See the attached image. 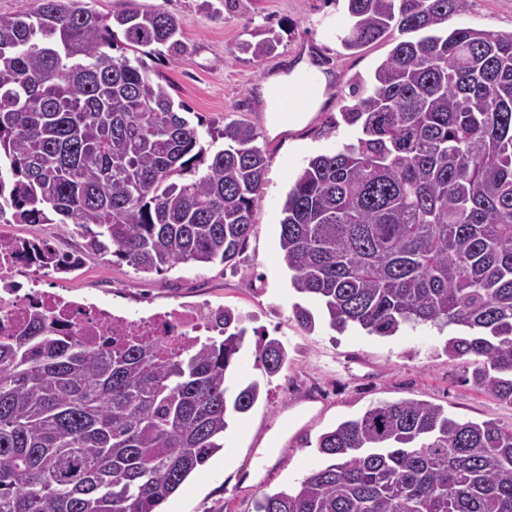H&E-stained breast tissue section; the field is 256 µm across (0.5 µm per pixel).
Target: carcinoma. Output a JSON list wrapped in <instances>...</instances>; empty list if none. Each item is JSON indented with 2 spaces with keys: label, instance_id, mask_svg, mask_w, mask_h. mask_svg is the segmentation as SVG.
I'll use <instances>...</instances> for the list:
<instances>
[{
  "label": "carcinoma",
  "instance_id": "carcinoma-1",
  "mask_svg": "<svg viewBox=\"0 0 512 512\" xmlns=\"http://www.w3.org/2000/svg\"><path fill=\"white\" fill-rule=\"evenodd\" d=\"M467 0H347L348 49L398 41L370 90L341 107L361 136L311 158L289 190L279 257L334 330L392 336L455 326L444 352L466 381L512 402V34L448 28ZM124 37L115 56V32ZM185 53L161 10L103 15L42 0L0 16V224H65L71 257L0 236L44 274L112 256L137 273L232 265L255 224L270 156L231 121L203 175L198 127L154 80L141 48ZM275 40L241 50L261 60ZM243 317L164 352L136 336L95 346L33 315L0 338V512H162L224 449L257 402L239 385ZM288 353L255 351L272 377ZM328 464L265 493L256 512H512V428L426 401L379 403L318 440Z\"/></svg>",
  "mask_w": 512,
  "mask_h": 512
}]
</instances>
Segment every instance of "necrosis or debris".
Listing matches in <instances>:
<instances>
[{"instance_id": "obj_1", "label": "necrosis or debris", "mask_w": 512, "mask_h": 512, "mask_svg": "<svg viewBox=\"0 0 512 512\" xmlns=\"http://www.w3.org/2000/svg\"><path fill=\"white\" fill-rule=\"evenodd\" d=\"M21 262L16 252L0 253V337L16 335L27 325L34 310L40 311L61 333L76 332L90 342L104 337L119 342L138 336L169 348L210 335L223 322L219 309L204 313L181 305L148 318H130L105 308L75 304L44 289L23 295L11 275Z\"/></svg>"}]
</instances>
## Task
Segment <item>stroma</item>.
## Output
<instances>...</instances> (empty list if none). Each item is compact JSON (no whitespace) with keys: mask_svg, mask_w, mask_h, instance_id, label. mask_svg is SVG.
<instances>
[{"mask_svg":"<svg viewBox=\"0 0 512 512\" xmlns=\"http://www.w3.org/2000/svg\"><path fill=\"white\" fill-rule=\"evenodd\" d=\"M103 14L125 9H161L180 25L187 52L175 64L147 56L151 76L174 87L191 122L202 131L207 151L216 146L210 128L239 120L254 124L258 144L272 155L265 176L256 224L236 265H179L157 274H140L112 257L91 258L75 270L48 275L67 300L106 308L133 318L147 317L180 303L202 310L225 306L244 316L248 330L235 379H261L254 365L255 345L279 339L288 352L283 370L263 381L251 410L231 421L224 448L212 456L165 506L166 512H255L261 494L296 485L322 466L319 436L339 423L361 416L380 402L424 400L457 418L489 420L512 428V403L465 381L464 368L443 348L453 328L404 325L392 336L358 328L337 332L321 321L319 302L296 293L291 274L278 260L282 207L287 194L316 155L353 143L358 127L340 121L354 83L370 89L376 68L393 47L391 40L346 49L340 37L349 24L346 0H84ZM452 25L512 34V0H468ZM276 37L275 50L263 60L241 51L246 42ZM317 64L331 82L321 107L301 126L273 130L260 103L271 76L292 72L297 62ZM0 235L46 239L61 252L78 251L75 234H57L48 224H0ZM316 314L314 329L294 317V306ZM293 429H284L285 416Z\"/></svg>","mask_w":512,"mask_h":512,"instance_id":"35a3bbf8","label":"stroma"}]
</instances>
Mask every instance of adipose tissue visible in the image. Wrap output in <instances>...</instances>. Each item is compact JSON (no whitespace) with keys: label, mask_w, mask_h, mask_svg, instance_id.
I'll use <instances>...</instances> for the list:
<instances>
[{"label":"adipose tissue","mask_w":512,"mask_h":512,"mask_svg":"<svg viewBox=\"0 0 512 512\" xmlns=\"http://www.w3.org/2000/svg\"><path fill=\"white\" fill-rule=\"evenodd\" d=\"M327 79L315 66L303 63L298 65L290 75L270 80L263 88V98L270 113H277L281 94L291 91L294 99L299 100L300 107L292 115V125L299 126L307 122L324 101L322 91ZM314 87L313 95H306V87Z\"/></svg>","instance_id":"obj_1"}]
</instances>
